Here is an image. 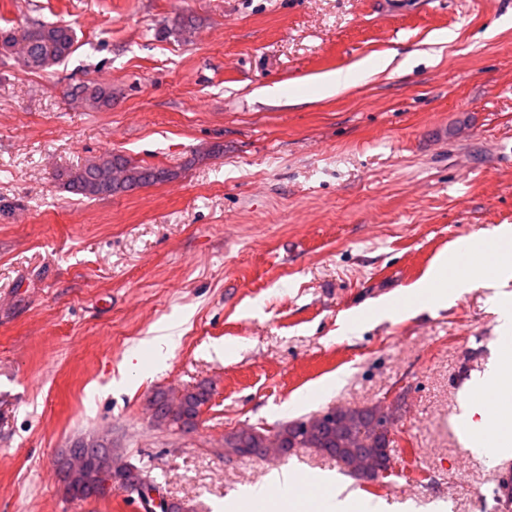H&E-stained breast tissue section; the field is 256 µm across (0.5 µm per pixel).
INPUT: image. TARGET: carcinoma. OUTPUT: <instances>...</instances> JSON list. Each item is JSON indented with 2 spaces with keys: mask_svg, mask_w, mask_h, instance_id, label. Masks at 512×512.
<instances>
[{
  "mask_svg": "<svg viewBox=\"0 0 512 512\" xmlns=\"http://www.w3.org/2000/svg\"><path fill=\"white\" fill-rule=\"evenodd\" d=\"M75 32L68 24L34 21L21 30V39L13 46L0 43L4 51L26 68L45 71L60 64L73 52ZM81 100L93 109H109L114 102L112 86L95 82L79 85ZM176 173L162 167L144 166L121 154H107L89 159L66 173L58 174L70 192L85 197L105 198L121 192L163 183L175 178ZM211 399V389L199 386L177 397L159 392L152 400L153 420L161 427L191 432L197 428L202 407ZM390 414L373 413L369 407H343L332 423H317L304 430L296 421H288L274 430L253 426L240 427L224 436V453L239 458L260 455L263 448H314L331 457H346L361 449L368 454L383 455ZM86 455V466L69 474L70 466L56 462V469L65 493L75 499L106 497L99 474L107 472L112 478V489L128 491L147 476L131 464L118 465L112 457L110 441L105 438L81 439L76 442Z\"/></svg>",
  "mask_w": 512,
  "mask_h": 512,
  "instance_id": "cac0c4a2",
  "label": "carcinoma"
}]
</instances>
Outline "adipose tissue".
<instances>
[{"instance_id":"ef3b65f1","label":"adipose tissue","mask_w":512,"mask_h":512,"mask_svg":"<svg viewBox=\"0 0 512 512\" xmlns=\"http://www.w3.org/2000/svg\"><path fill=\"white\" fill-rule=\"evenodd\" d=\"M235 507L237 512H388L384 503L360 500L330 478L321 479L317 491L301 490L299 479L288 470L245 490Z\"/></svg>"}]
</instances>
